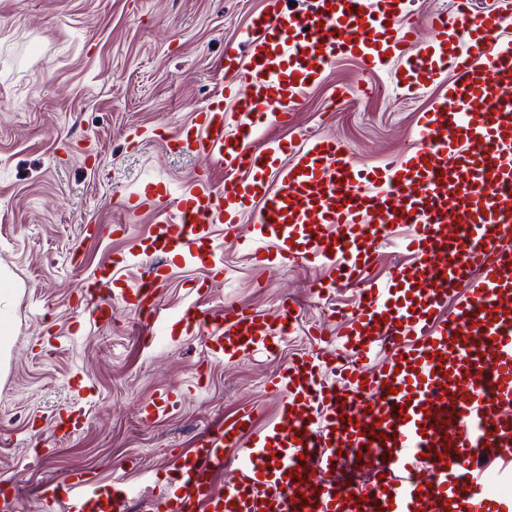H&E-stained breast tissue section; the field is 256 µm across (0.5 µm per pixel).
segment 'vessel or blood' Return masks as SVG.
I'll return each instance as SVG.
<instances>
[{
	"label": "vessel or blood",
	"mask_w": 512,
	"mask_h": 512,
	"mask_svg": "<svg viewBox=\"0 0 512 512\" xmlns=\"http://www.w3.org/2000/svg\"><path fill=\"white\" fill-rule=\"evenodd\" d=\"M452 7L427 18L437 38L426 47L404 22L411 0H306L302 9L273 0L251 22L246 65L225 54V84L167 136L179 151L216 158L224 186L199 174L187 194L160 180L118 200L127 213L170 203L174 216L139 241L148 267L138 283L113 287L107 265L78 301L98 324L117 304L143 314L145 345L179 330L201 337L207 357L232 362L274 354L292 333L299 312L289 301L271 319L232 301L217 315L195 303L166 313L161 284L174 260L206 267L198 292L223 280L215 224L254 264L276 256L328 266L319 296L361 288L351 309L336 310L335 334L311 328L317 352L269 378L276 423L258 427L259 408L242 407L149 474L155 512H512V498L491 490L512 483V41L503 37L511 18L475 0ZM342 57L370 70L398 60L396 86L410 96L452 73L446 98L419 114L414 148L360 170L351 146L333 137L259 143L257 129L289 125ZM247 212L253 228L242 238ZM395 224L409 226L414 261L387 284L367 281ZM329 368L339 381L326 379ZM184 397L163 391L142 403L141 417L152 422ZM347 462L367 467L368 480L338 478ZM138 467L132 456L108 484L74 472L35 495L42 512H128L134 488L124 474Z\"/></svg>",
	"instance_id": "1"
}]
</instances>
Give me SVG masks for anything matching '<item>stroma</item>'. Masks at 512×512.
<instances>
[{
	"label": "stroma",
	"instance_id": "stroma-1",
	"mask_svg": "<svg viewBox=\"0 0 512 512\" xmlns=\"http://www.w3.org/2000/svg\"><path fill=\"white\" fill-rule=\"evenodd\" d=\"M270 0H0V274L15 290L8 359L0 368V479L21 484L13 512H40L35 489L83 470L110 481L135 454L143 472L128 473L139 495L129 512H151L155 494L144 472L171 466L196 435L241 407L274 422L280 401L266 388L279 367L317 349L310 326L336 329L330 306L352 307L356 288L328 298L312 290L327 269L272 262L255 266L246 252L212 238L223 253L224 279L202 296L206 271L195 261L172 267L164 307L197 302L220 313L225 301L275 316L281 300L300 310L294 334L278 353L226 363L207 358L196 336L146 347L140 315L115 307L110 325L90 323L77 303L83 282L125 255L114 275L137 283L146 263L139 240L162 213H122L118 199L152 179L193 188L197 173L225 176L216 160L179 153L167 132L187 124L223 81L217 62L240 47L253 15ZM396 63L371 71L345 58L331 63L303 99L293 123L271 126L263 142L300 143L329 135L347 142L357 167L369 169L411 150L419 112L443 96L447 80L407 98ZM352 91L336 104L339 88ZM125 227L123 235L113 225ZM187 395L178 410L152 423L141 403L164 389ZM78 407L87 425L37 461L32 450L59 414Z\"/></svg>",
	"mask_w": 512,
	"mask_h": 512
}]
</instances>
